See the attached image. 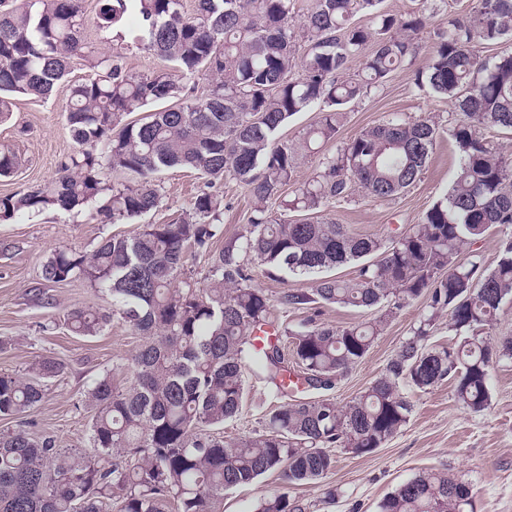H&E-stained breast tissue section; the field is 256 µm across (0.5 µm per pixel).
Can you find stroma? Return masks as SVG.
<instances>
[{
    "mask_svg": "<svg viewBox=\"0 0 512 512\" xmlns=\"http://www.w3.org/2000/svg\"><path fill=\"white\" fill-rule=\"evenodd\" d=\"M86 16L84 36L100 50L123 56L128 69L139 74L163 70L156 54L138 49L131 41L115 40L112 32L96 26L98 0H83ZM435 41L433 30L420 39L414 65L391 73L379 90L365 94L350 105L335 142L324 152L301 155L293 185L318 173L325 155L335 154L339 143L363 129L398 114L412 120L432 117L440 135L422 178L401 193L376 200L352 184L348 196L325 210L356 235L386 238L407 232L423 213L448 192L458 171L459 155L450 128L460 114L454 103L418 84L416 73L425 69ZM69 91L59 87L49 100L15 99L10 120L0 123V146L9 147L17 158L11 177L0 179V195L26 193L47 185L55 176L60 159L75 148L65 122ZM162 200L156 209L128 224H98L86 217L51 208L40 213L20 212L0 222V374L28 376L40 358L62 362V375L48 383L43 401L18 419L0 420V430L24 428L35 435L55 436L65 448L87 445L90 410L87 389L103 374L119 375L123 359L134 352L141 339L120 320H113L100 334L78 336L66 325L68 311L77 306L101 307L104 296L88 282H45L42 268L58 251L89 254L102 238L134 235L141 224H165L189 211L205 187L199 175L179 169L158 174ZM215 190L224 197L225 239L245 235L254 201L232 178H224ZM253 283L271 299V318L295 330L307 319L333 326L367 322L377 318L374 310L324 305L316 310L289 309L280 302L288 290H310L311 276L269 278L263 266L250 262ZM424 308L415 302L398 310L376 337L365 358L341 376L330 396L345 405L385 370L408 338ZM246 395L237 416L224 424V437L243 439L261 431L264 418L281 398L246 375ZM492 404L481 413L463 409L454 399L450 383L421 391L403 387L412 404L409 423L374 453L356 457L336 453V467L316 483L285 486L278 474L268 473L251 485L229 492L224 512H255L266 496L288 492L305 512H379L382 499L400 484L432 470L468 480L473 488L476 512H512V360L501 362L491 380ZM335 499H328V490Z\"/></svg>",
    "mask_w": 512,
    "mask_h": 512,
    "instance_id": "1",
    "label": "stroma"
}]
</instances>
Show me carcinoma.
<instances>
[{
    "label": "carcinoma",
    "instance_id": "cac0c4a2",
    "mask_svg": "<svg viewBox=\"0 0 512 512\" xmlns=\"http://www.w3.org/2000/svg\"><path fill=\"white\" fill-rule=\"evenodd\" d=\"M402 13L381 0H309L301 22L293 0H99L96 26L114 30L134 13L132 43L170 64L156 75L132 73L121 57L87 46L82 0H0V121L16 96L49 98L68 81L71 59L87 74L69 84L66 121L77 144L44 188L0 197V218L60 208L99 224H123L159 206L156 175L182 168L207 179L191 210L167 224H145L133 236L112 235L88 256L58 253L43 266L54 284L88 279L107 306L74 307L69 329L93 336L115 318L141 336L120 370L86 394L93 410L85 448H62L52 436L0 431V512H223L224 494L278 472L288 485L316 481L336 464L334 448L362 457L405 426L412 405L402 387L427 391L447 380L454 399L472 412L491 404L494 367L512 360V341L482 336L512 300V238L495 266L462 248L493 226H512V164L481 134L512 131V50L482 56L479 48L512 40V0H471L466 13L439 16L434 0H412ZM357 14L370 17L356 24ZM436 27L425 79L454 101L459 170L449 191L412 226L387 243L350 233L316 214L347 196L351 182L373 199L392 197L421 176L438 128L429 116L397 115L363 130L324 157L287 209L311 216L290 222L267 203L283 198L301 154L336 140L347 107L378 90L398 68L412 65L417 39ZM304 53H299V43ZM363 58L361 73L347 74ZM207 74L202 97L189 83ZM166 107L138 122L134 112ZM320 109L298 144L280 132L299 112ZM135 176L109 183V173ZM230 176L256 200L249 235L230 241L214 259L202 288L184 278L190 250L208 252L222 233V199L209 191ZM271 271L319 275L308 291L289 290L280 303L382 309L372 321L330 326L310 321L256 352L247 336L269 320L271 299L253 285L244 257ZM358 262L352 279L330 274ZM427 312L385 371L346 405L327 392L366 356L394 311L419 299ZM459 341L428 345L441 314ZM291 337L295 374L319 399L285 402L264 429L226 441L217 430L235 417L245 395L244 368L280 396L288 395L281 337ZM63 371L42 358L26 378L0 375V417H20L45 397ZM380 512H474L470 483L442 471L399 485ZM257 512H304L279 492Z\"/></svg>",
    "mask_w": 512,
    "mask_h": 512
}]
</instances>
